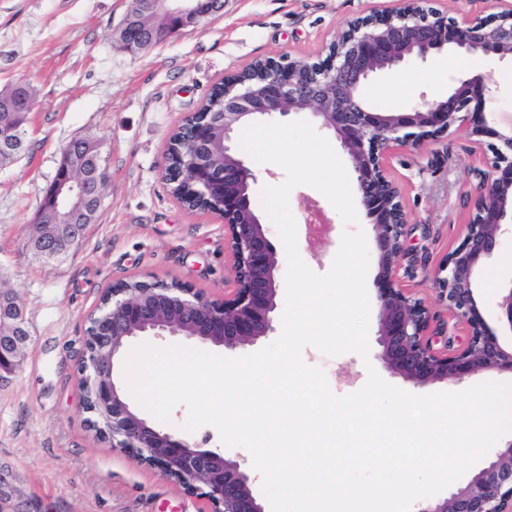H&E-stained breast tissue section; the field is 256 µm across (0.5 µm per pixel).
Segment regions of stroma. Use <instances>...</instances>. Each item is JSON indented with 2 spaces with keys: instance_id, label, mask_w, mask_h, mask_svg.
Listing matches in <instances>:
<instances>
[{
  "instance_id": "stroma-1",
  "label": "stroma",
  "mask_w": 512,
  "mask_h": 512,
  "mask_svg": "<svg viewBox=\"0 0 512 512\" xmlns=\"http://www.w3.org/2000/svg\"><path fill=\"white\" fill-rule=\"evenodd\" d=\"M396 0H227L223 15L183 29L147 52L113 42L128 0H0V89L23 82L34 106L20 160L0 167V286L24 305L31 343L17 371L0 383V478L22 512H200L159 469L144 466L88 427L80 366L88 319L113 282L179 280L211 298L233 288L224 222L190 211L163 180L165 144L225 75L254 60L288 54L317 60L345 23ZM493 71L490 109L512 115V65L492 57L451 67L411 65L368 85L381 110L400 109L418 93L437 97L458 79ZM99 141L109 170L103 202L77 249L46 261L26 250L29 234L64 146L74 138ZM489 150L472 151L463 138L395 151L387 172L401 189L408 215L401 283L447 328L449 348L466 338L449 315L433 271L463 240L473 213L477 170ZM329 222L323 239L307 241L304 203ZM298 251L315 273H326L346 226L316 189L290 194ZM512 283V234L503 235L476 277L486 323L503 345L512 331L498 319L504 285ZM377 264H370V362L354 353L330 357L308 346L303 361L323 369L331 390H359L368 369L407 392H459L512 375L484 370L461 381L423 387L391 373L378 359Z\"/></svg>"
}]
</instances>
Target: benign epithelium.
Listing matches in <instances>:
<instances>
[{
	"label": "benign epithelium",
	"mask_w": 512,
	"mask_h": 512,
	"mask_svg": "<svg viewBox=\"0 0 512 512\" xmlns=\"http://www.w3.org/2000/svg\"><path fill=\"white\" fill-rule=\"evenodd\" d=\"M426 0H401L395 9L358 17L316 61L261 60V75L224 76V110L206 112L193 143L190 181L207 198L210 212L224 220L235 287L211 299L186 283L164 288L154 281L132 288L112 284L106 309L90 324L93 346L81 366L83 384L94 389L112 445L161 470L184 493L205 501V512H265L239 463L218 450L198 447L152 426L129 403L115 367L127 341L136 336H182L228 349L252 344L274 331L278 309V254L252 204L254 172L233 150L234 135L257 121L307 112L333 134L347 154L361 204L376 230L378 276L387 283L378 295V358L392 373L424 386L460 381L482 370L512 373V347L489 328L476 294L475 275L512 223V123L499 127L485 118L493 72L457 80L445 96L419 94L411 105L380 111L363 96L366 84L410 63L426 64L448 52L495 56L512 63V7L491 20L450 18L425 10ZM224 0H129L117 44L126 51L165 41L182 29L223 14ZM33 107L30 90L0 107V161L23 150V120ZM453 132L475 146H490V167L478 173L475 213L462 242L433 273L448 311L467 328L463 345L450 352L433 346L439 335L428 307L403 288L398 277L408 216L400 188L386 161L397 147L418 148ZM108 169L99 144L71 140L49 182L36 224L24 246L40 257L67 256L83 238L99 209ZM29 341L25 310L11 290L0 288V383L24 358ZM416 512H512V440L449 496L426 501Z\"/></svg>",
	"instance_id": "1"
}]
</instances>
